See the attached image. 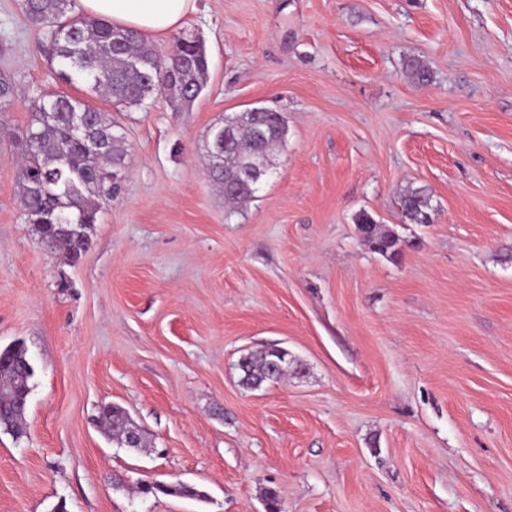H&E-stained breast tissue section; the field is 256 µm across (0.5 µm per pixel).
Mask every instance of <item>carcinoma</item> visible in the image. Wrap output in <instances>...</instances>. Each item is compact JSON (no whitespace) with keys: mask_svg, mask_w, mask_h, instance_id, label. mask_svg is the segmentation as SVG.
Returning a JSON list of instances; mask_svg holds the SVG:
<instances>
[{"mask_svg":"<svg viewBox=\"0 0 512 512\" xmlns=\"http://www.w3.org/2000/svg\"><path fill=\"white\" fill-rule=\"evenodd\" d=\"M20 8L39 30L51 34L52 59L59 64V75L71 84L81 82L91 94L124 106H138L163 93L191 99L200 93L208 73L204 43L193 35L175 39L163 52L130 29L112 26L76 10V0H20ZM165 68L170 79L167 89L154 81L155 71ZM405 70L419 85L428 82L429 70L417 58L407 60ZM14 98L10 78L0 77V112ZM31 117L20 138L23 166L21 196L27 223L34 226L44 244L71 257L89 244V231L98 221L104 198L120 193L112 173L125 169L127 145L119 125L108 113L87 102L64 94L31 101ZM75 112L92 113L88 135H79L71 123ZM263 134L244 113L230 115L212 126L206 134L203 158L209 178L219 187L235 178L246 166L262 167L273 147L285 135L283 117L270 111L265 115ZM96 142L90 148V142ZM402 213L414 224L430 223L431 197L419 189L407 190L400 199ZM357 229L365 245L383 256L400 252L399 238L380 230L367 212L357 217ZM5 382L6 412L0 426L17 434L23 432L26 409L14 404L28 401L29 359L22 348L0 351ZM293 365L283 348H268L242 355L237 363L239 384L245 389L276 382ZM125 410L115 404L103 406L99 423L107 426L112 438L127 434ZM179 494L199 499L206 494L191 486L169 488L148 484L143 493Z\"/></svg>","mask_w":512,"mask_h":512,"instance_id":"carcinoma-1","label":"carcinoma"}]
</instances>
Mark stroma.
<instances>
[{"label":"stroma","mask_w":512,"mask_h":512,"mask_svg":"<svg viewBox=\"0 0 512 512\" xmlns=\"http://www.w3.org/2000/svg\"><path fill=\"white\" fill-rule=\"evenodd\" d=\"M182 31L209 57L196 99L126 109L60 81L0 0V350L34 368L0 512H266L270 490L281 512H512V0H198ZM62 93L128 145L74 258L27 223L15 145L30 100ZM258 106L287 133L230 205L198 146ZM408 187L431 223L404 218ZM363 212L396 258L362 243ZM274 346L298 369L243 389L239 357ZM106 404L145 447L104 432Z\"/></svg>","instance_id":"obj_1"}]
</instances>
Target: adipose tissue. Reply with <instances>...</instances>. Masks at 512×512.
<instances>
[{"mask_svg": "<svg viewBox=\"0 0 512 512\" xmlns=\"http://www.w3.org/2000/svg\"><path fill=\"white\" fill-rule=\"evenodd\" d=\"M87 14L161 38L181 29L197 0H79Z\"/></svg>", "mask_w": 512, "mask_h": 512, "instance_id": "ef3b65f1", "label": "adipose tissue"}]
</instances>
